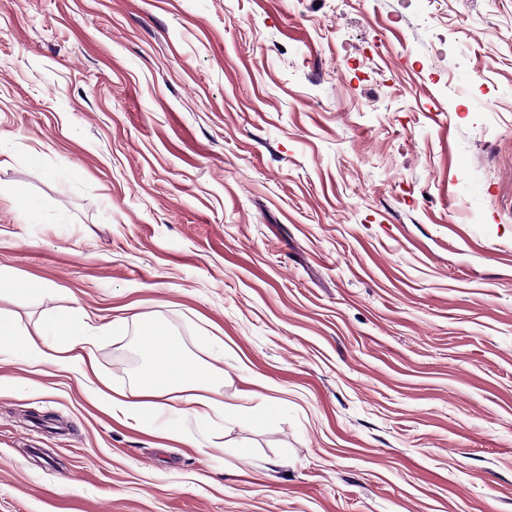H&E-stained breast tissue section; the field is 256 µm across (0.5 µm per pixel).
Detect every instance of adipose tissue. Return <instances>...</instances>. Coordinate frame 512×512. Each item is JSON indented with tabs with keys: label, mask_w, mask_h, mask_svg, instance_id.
Returning a JSON list of instances; mask_svg holds the SVG:
<instances>
[{
	"label": "adipose tissue",
	"mask_w": 512,
	"mask_h": 512,
	"mask_svg": "<svg viewBox=\"0 0 512 512\" xmlns=\"http://www.w3.org/2000/svg\"><path fill=\"white\" fill-rule=\"evenodd\" d=\"M90 330L87 320L73 313L47 316L32 331L0 313V336L10 337L12 351L33 364L50 359L65 368L78 366L87 377L96 372L95 351L88 339ZM140 344L149 354V363L136 388L128 393L117 390L99 395L103 408L114 418L150 431L161 402L180 391L185 394L184 413L203 423L216 415L229 422L261 425L276 416L278 407L273 403L262 411L248 413L242 406L218 399L214 367L183 352L163 327L144 322Z\"/></svg>",
	"instance_id": "obj_1"
}]
</instances>
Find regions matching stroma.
<instances>
[{"mask_svg": "<svg viewBox=\"0 0 512 512\" xmlns=\"http://www.w3.org/2000/svg\"><path fill=\"white\" fill-rule=\"evenodd\" d=\"M0 266L111 327L0 354V512H512V0H0ZM147 320L277 417L113 418Z\"/></svg>", "mask_w": 512, "mask_h": 512, "instance_id": "stroma-1", "label": "stroma"}]
</instances>
